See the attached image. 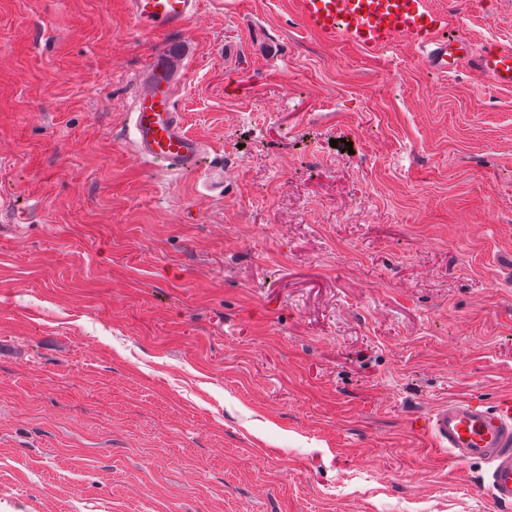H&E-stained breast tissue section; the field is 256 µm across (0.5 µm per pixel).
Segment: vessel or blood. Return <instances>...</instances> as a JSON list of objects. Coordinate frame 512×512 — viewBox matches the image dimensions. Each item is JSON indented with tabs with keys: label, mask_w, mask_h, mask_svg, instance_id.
<instances>
[{
	"label": "vessel or blood",
	"mask_w": 512,
	"mask_h": 512,
	"mask_svg": "<svg viewBox=\"0 0 512 512\" xmlns=\"http://www.w3.org/2000/svg\"><path fill=\"white\" fill-rule=\"evenodd\" d=\"M125 7L142 33L172 34L182 32L195 18L199 0H125ZM295 9L305 27L325 42L341 41L372 54L405 40L426 51L441 70L464 59L498 85L512 87V46L489 44L478 49L464 38L443 40L448 15L431 0H295ZM181 80L176 49L152 54L130 118L139 156L193 173L203 150L176 107ZM427 433L454 463L486 464L483 488L497 505L512 506L511 402L489 410L467 400L448 401L430 414Z\"/></svg>",
	"instance_id": "obj_1"
}]
</instances>
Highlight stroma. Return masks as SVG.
I'll use <instances>...</instances> for the list:
<instances>
[{"mask_svg": "<svg viewBox=\"0 0 512 512\" xmlns=\"http://www.w3.org/2000/svg\"><path fill=\"white\" fill-rule=\"evenodd\" d=\"M172 43L193 174L132 143ZM509 398L512 89L294 0H0V512H504L426 424ZM135 27L145 34L179 33L195 18L198 0H125Z\"/></svg>", "mask_w": 512, "mask_h": 512, "instance_id": "35a3bbf8", "label": "stroma"}]
</instances>
